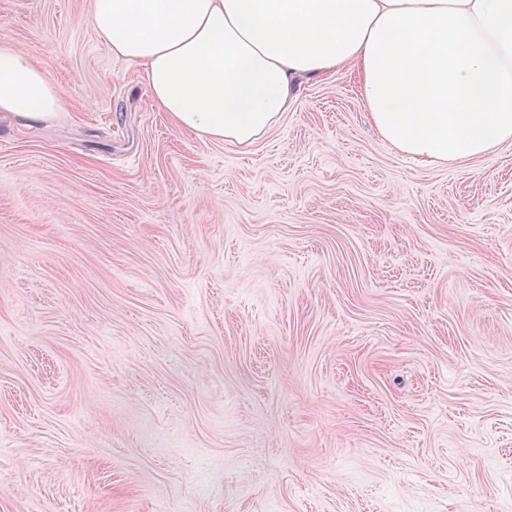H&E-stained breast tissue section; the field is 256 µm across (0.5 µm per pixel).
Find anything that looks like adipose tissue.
Wrapping results in <instances>:
<instances>
[{"mask_svg": "<svg viewBox=\"0 0 512 512\" xmlns=\"http://www.w3.org/2000/svg\"><path fill=\"white\" fill-rule=\"evenodd\" d=\"M113 54L205 141L249 147L301 79L355 67L370 119L405 156L464 164L512 139V0H93ZM60 87L0 41V112L55 118Z\"/></svg>", "mask_w": 512, "mask_h": 512, "instance_id": "adipose-tissue-1", "label": "adipose tissue"}]
</instances>
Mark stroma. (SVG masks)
Wrapping results in <instances>:
<instances>
[{
    "instance_id": "1",
    "label": "stroma",
    "mask_w": 512,
    "mask_h": 512,
    "mask_svg": "<svg viewBox=\"0 0 512 512\" xmlns=\"http://www.w3.org/2000/svg\"><path fill=\"white\" fill-rule=\"evenodd\" d=\"M91 0H0V512H512V141L401 155L342 69L178 130ZM63 108L60 87L27 52L0 41V112L29 121L55 118Z\"/></svg>"
}]
</instances>
